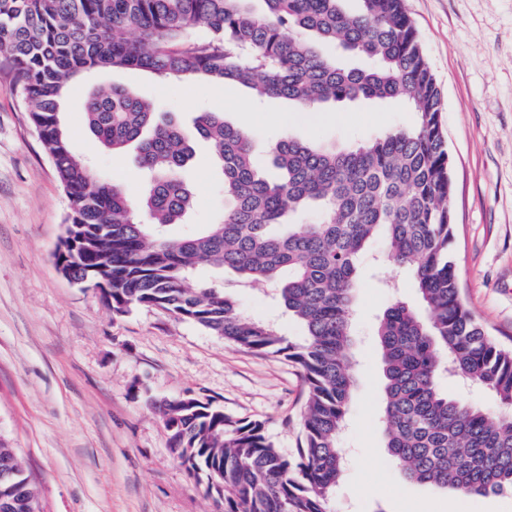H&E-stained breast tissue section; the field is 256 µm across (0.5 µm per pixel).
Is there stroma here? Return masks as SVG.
Here are the masks:
<instances>
[{
  "instance_id": "obj_1",
  "label": "stroma",
  "mask_w": 512,
  "mask_h": 512,
  "mask_svg": "<svg viewBox=\"0 0 512 512\" xmlns=\"http://www.w3.org/2000/svg\"><path fill=\"white\" fill-rule=\"evenodd\" d=\"M443 97L442 125L453 181L455 253L462 293L497 341L512 345V0H406ZM122 85L192 129L196 113L220 109L251 134L255 160L291 136L349 150L386 129L409 127L400 104L362 103L314 112L283 99L257 101L229 84L221 95L204 80L160 78L136 69L81 77L62 105L78 154L97 176L122 182L133 153L98 146L84 114L86 96ZM185 179L197 206L179 238L215 223L225 208L213 149L195 143ZM69 200L26 104L0 69V443L17 449L40 490L41 512H224L171 452L161 402L197 400L235 419L259 420L276 448L289 452L301 433L305 385L299 369L275 355L225 343L223 337L161 308L136 305L112 313L101 294L70 282L54 252ZM352 345L355 384L340 446L347 467L330 512H512V493L449 497L408 483L385 446L384 376L376 324L394 301L417 305L410 274L395 273L374 241L357 271ZM240 311L273 323L287 337L303 330L269 296L265 284L234 285Z\"/></svg>"
}]
</instances>
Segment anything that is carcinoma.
I'll return each instance as SVG.
<instances>
[{
	"label": "carcinoma",
	"instance_id": "obj_1",
	"mask_svg": "<svg viewBox=\"0 0 512 512\" xmlns=\"http://www.w3.org/2000/svg\"><path fill=\"white\" fill-rule=\"evenodd\" d=\"M0 0V58L70 202L77 224L72 274L103 278L112 312L149 304L188 318L230 345L281 355L307 388L302 436L285 454L259 420L234 419L208 403L162 406L172 450L208 476L224 512H329L346 460L339 448L354 384L351 317L357 266L371 241L413 272L428 316L397 300L377 336L384 376L386 448L405 478L462 496L512 491V347L493 339L460 287L450 207L453 184L442 95L405 0ZM203 26L207 38L194 41ZM343 47L364 60L348 67L325 52ZM143 69L160 77L235 81L257 97L300 110L365 101L399 102L415 114L408 129L384 130L336 151L292 138L270 148L277 176L255 164L249 132L200 112L197 134L216 149L229 205L217 224L170 239L195 205L182 174L193 147L182 127L123 86L91 93L86 124L112 152L137 151L145 186L134 199L95 179L73 151L60 116L73 80L91 70ZM317 208V224L291 218ZM208 264L246 287L275 285L305 334L283 336L247 318L224 286L190 285ZM491 390L507 412L492 416L448 396L443 364ZM25 471L0 444V468ZM0 512H35L33 483L7 489Z\"/></svg>",
	"mask_w": 512,
	"mask_h": 512
}]
</instances>
